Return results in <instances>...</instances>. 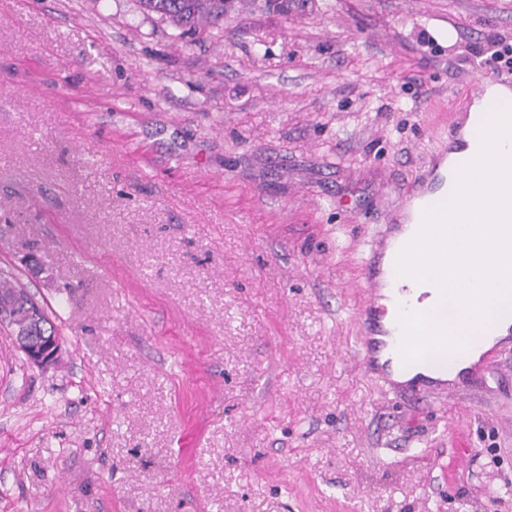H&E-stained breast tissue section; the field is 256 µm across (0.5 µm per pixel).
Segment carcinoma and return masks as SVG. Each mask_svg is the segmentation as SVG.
Here are the masks:
<instances>
[{"instance_id":"cac0c4a2","label":"carcinoma","mask_w":512,"mask_h":512,"mask_svg":"<svg viewBox=\"0 0 512 512\" xmlns=\"http://www.w3.org/2000/svg\"><path fill=\"white\" fill-rule=\"evenodd\" d=\"M144 11L170 20L181 33L200 26H218L224 22L229 0H140ZM35 299L14 279L0 273V318L7 321L11 331L28 336H57L58 325L45 308H40L39 320L29 311Z\"/></svg>"}]
</instances>
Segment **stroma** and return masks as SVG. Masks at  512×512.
<instances>
[{"label": "stroma", "mask_w": 512, "mask_h": 512, "mask_svg": "<svg viewBox=\"0 0 512 512\" xmlns=\"http://www.w3.org/2000/svg\"><path fill=\"white\" fill-rule=\"evenodd\" d=\"M176 33L0 0V272L61 342L39 368L0 325V512H512V345L453 400L353 353L363 241L512 0H235Z\"/></svg>", "instance_id": "35a3bbf8"}]
</instances>
